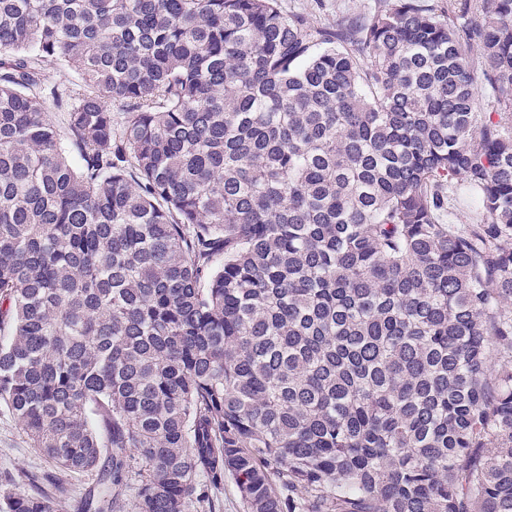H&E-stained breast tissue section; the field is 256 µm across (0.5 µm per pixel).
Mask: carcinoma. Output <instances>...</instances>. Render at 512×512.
<instances>
[{
  "instance_id": "obj_1",
  "label": "carcinoma",
  "mask_w": 512,
  "mask_h": 512,
  "mask_svg": "<svg viewBox=\"0 0 512 512\" xmlns=\"http://www.w3.org/2000/svg\"><path fill=\"white\" fill-rule=\"evenodd\" d=\"M0 407L79 512H512V0H0ZM315 0H279V6L284 12L303 13L312 15L320 23L336 20V16L345 13H357L368 10L373 0H322L321 7ZM211 496L216 508L220 512H244V507L240 494L234 481L224 478V487H218L211 490Z\"/></svg>"
}]
</instances>
